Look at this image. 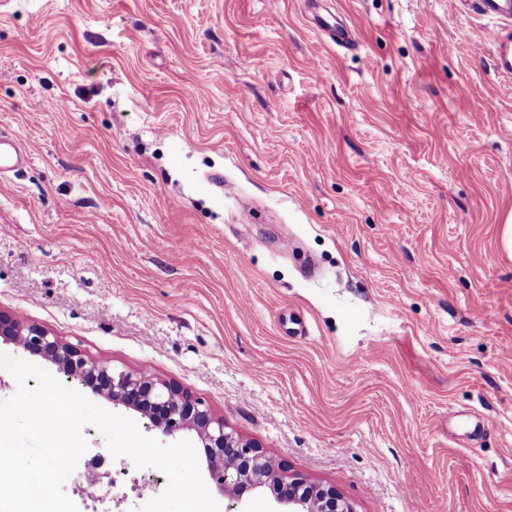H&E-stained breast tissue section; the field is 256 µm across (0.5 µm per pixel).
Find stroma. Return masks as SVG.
Segmentation results:
<instances>
[{"label":"stroma","mask_w":512,"mask_h":512,"mask_svg":"<svg viewBox=\"0 0 512 512\" xmlns=\"http://www.w3.org/2000/svg\"><path fill=\"white\" fill-rule=\"evenodd\" d=\"M493 26L473 0H0V137L29 153L0 172V310L357 512H512ZM82 436L111 478L91 500L75 467L79 512L165 491Z\"/></svg>","instance_id":"35a3bbf8"}]
</instances>
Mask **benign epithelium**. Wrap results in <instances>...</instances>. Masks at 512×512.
Wrapping results in <instances>:
<instances>
[{"label":"benign epithelium","instance_id":"benign-epithelium-1","mask_svg":"<svg viewBox=\"0 0 512 512\" xmlns=\"http://www.w3.org/2000/svg\"><path fill=\"white\" fill-rule=\"evenodd\" d=\"M0 340L41 357L66 378L76 381L115 407L133 411L166 437L194 432L201 441L211 483L224 496L239 501L247 492L267 486L261 473L276 474L277 502L288 512H355L353 504L334 486L308 480L284 462L268 456L258 443L230 429L191 391L147 374L132 375L87 357L42 327L26 325L0 312Z\"/></svg>","mask_w":512,"mask_h":512}]
</instances>
